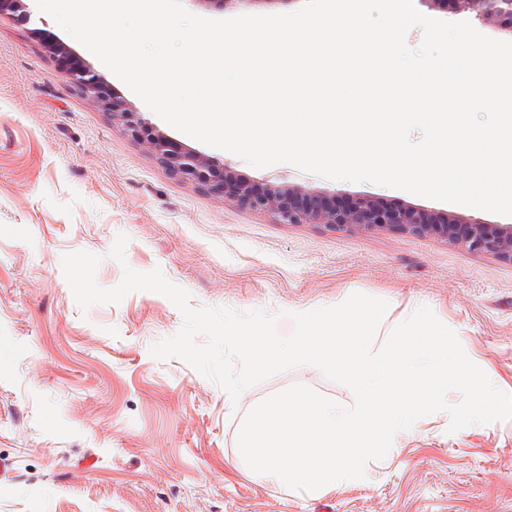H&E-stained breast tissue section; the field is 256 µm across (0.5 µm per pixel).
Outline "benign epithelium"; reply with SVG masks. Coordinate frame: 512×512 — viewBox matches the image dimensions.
Segmentation results:
<instances>
[{
	"mask_svg": "<svg viewBox=\"0 0 512 512\" xmlns=\"http://www.w3.org/2000/svg\"><path fill=\"white\" fill-rule=\"evenodd\" d=\"M437 7L452 5L455 12H472L487 27L512 33V0H429ZM32 19L26 0H0V16ZM49 52L74 63L65 71L72 87L112 118V125L156 157L175 177L213 195L273 218L280 224H318L333 232L382 234L400 232L446 241L468 251L512 262V224H489L450 214L437 220L416 206L385 208L371 196L340 202L335 196L288 183L261 188L237 173L170 137L142 112L112 93L106 79L84 58L49 36Z\"/></svg>",
	"mask_w": 512,
	"mask_h": 512,
	"instance_id": "1",
	"label": "benign epithelium"
}]
</instances>
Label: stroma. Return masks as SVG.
I'll list each match as a JSON object with an SVG mask.
<instances>
[{
    "instance_id": "obj_1",
    "label": "stroma",
    "mask_w": 512,
    "mask_h": 512,
    "mask_svg": "<svg viewBox=\"0 0 512 512\" xmlns=\"http://www.w3.org/2000/svg\"><path fill=\"white\" fill-rule=\"evenodd\" d=\"M167 133L258 182L507 221L289 164L256 168ZM78 251L100 256L101 287L124 267L157 268L195 308L274 314L363 293L388 302L386 331L426 305L512 394V263L433 237L280 224L173 177L70 85L29 25L0 16V512H512V420L452 433L447 413L423 417L365 478L317 494L252 476L237 438L254 406L297 384L347 405L350 389L302 365L231 400L182 359L151 355L184 323L165 296L81 310L61 268Z\"/></svg>"
}]
</instances>
